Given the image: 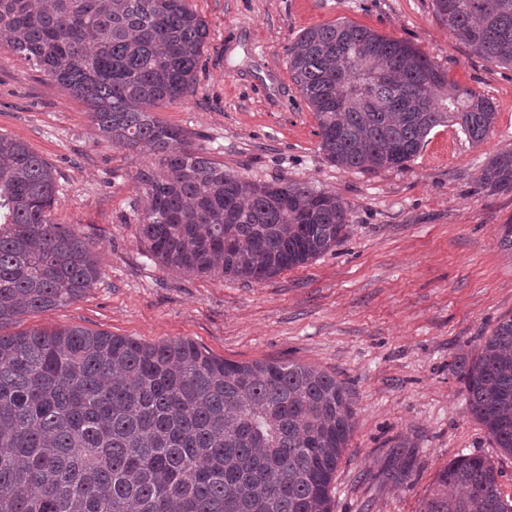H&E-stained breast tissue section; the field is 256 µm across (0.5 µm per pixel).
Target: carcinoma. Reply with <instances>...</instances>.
Returning <instances> with one entry per match:
<instances>
[{
	"mask_svg": "<svg viewBox=\"0 0 512 512\" xmlns=\"http://www.w3.org/2000/svg\"><path fill=\"white\" fill-rule=\"evenodd\" d=\"M453 37L512 66V0H433ZM207 24L187 0H0L5 49L84 100L98 133L152 166L140 237L163 267L246 283L309 263L348 234L349 209L303 182L250 184L149 108L195 84ZM288 66L314 112L319 150L344 170L403 169L449 122L475 143L497 112L456 89L402 40L349 21L308 28ZM512 191V149L479 176ZM52 169L0 135V327L74 302L101 267L50 218ZM469 413L512 454V316L459 357ZM354 410L335 376L295 363H236L188 339L143 343L80 328L0 333V512H332L331 485ZM401 443L378 476L413 467ZM481 454L435 475L418 512H512Z\"/></svg>",
	"mask_w": 512,
	"mask_h": 512,
	"instance_id": "cac0c4a2",
	"label": "carcinoma"
}]
</instances>
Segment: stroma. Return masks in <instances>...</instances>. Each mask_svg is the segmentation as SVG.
<instances>
[{"label":"stroma","mask_w":512,"mask_h":512,"mask_svg":"<svg viewBox=\"0 0 512 512\" xmlns=\"http://www.w3.org/2000/svg\"><path fill=\"white\" fill-rule=\"evenodd\" d=\"M208 24L193 92L155 107L243 180L305 182L350 208L347 237L307 264L260 283L160 266L134 219L137 171L149 155L114 146L87 104L0 47V135L25 143L56 173L50 217L100 257L101 276L65 306L22 316L8 334L79 327L144 343L188 339L238 363H297L336 376L353 428L332 482L333 512H417L439 469L462 453L488 457L512 498V455L468 411L454 363L512 314V192L481 190L497 151L512 149V68L473 55L433 0H189ZM350 21L406 41L489 98L493 131L473 143L435 128L404 169L345 171L318 149L317 123L288 69L305 29ZM412 443L400 487L377 472Z\"/></svg>","instance_id":"35a3bbf8"}]
</instances>
